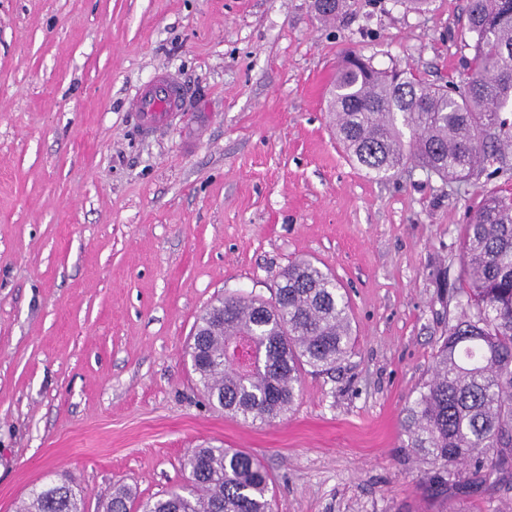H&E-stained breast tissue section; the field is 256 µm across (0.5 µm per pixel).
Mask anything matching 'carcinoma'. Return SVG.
<instances>
[{"label": "carcinoma", "instance_id": "carcinoma-1", "mask_svg": "<svg viewBox=\"0 0 512 512\" xmlns=\"http://www.w3.org/2000/svg\"><path fill=\"white\" fill-rule=\"evenodd\" d=\"M312 0L324 22L347 0ZM474 54L461 89L412 73L378 70L352 53L329 91L336 139L378 179L406 165L468 179L512 158V0H469ZM409 140H404V136ZM460 263L466 302L438 346L430 378L404 410L406 447L429 462L431 494L489 486L512 489V197L488 196L464 225ZM343 285L310 260L291 263L269 300L224 297L199 317L187 354L209 403L243 420L270 423L290 412L302 375L328 371L351 353ZM185 482L134 504L118 484L105 512H273V488L249 453L188 449ZM86 491L66 478L19 501L15 512H85Z\"/></svg>", "mask_w": 512, "mask_h": 512}]
</instances>
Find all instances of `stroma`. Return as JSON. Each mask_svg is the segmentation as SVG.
I'll list each match as a JSON object with an SVG mask.
<instances>
[{
    "instance_id": "obj_1",
    "label": "stroma",
    "mask_w": 512,
    "mask_h": 512,
    "mask_svg": "<svg viewBox=\"0 0 512 512\" xmlns=\"http://www.w3.org/2000/svg\"><path fill=\"white\" fill-rule=\"evenodd\" d=\"M0 0V512L67 477L102 512L183 482L201 445L265 467L274 512H512V491L432 496L404 409L461 312L463 228L512 168L378 180L330 131L343 57L463 85L468 0ZM157 74L179 119L143 135ZM318 261L347 289L356 340L263 424L213 409L184 357L218 297L271 299Z\"/></svg>"
}]
</instances>
